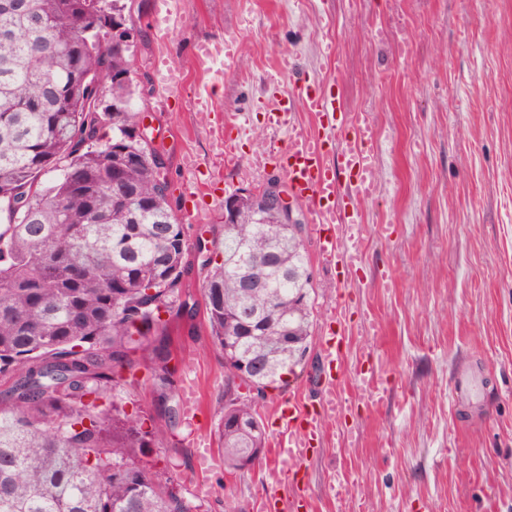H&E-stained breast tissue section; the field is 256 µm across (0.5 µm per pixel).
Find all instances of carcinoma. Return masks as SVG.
<instances>
[{"label":"carcinoma","instance_id":"1","mask_svg":"<svg viewBox=\"0 0 512 512\" xmlns=\"http://www.w3.org/2000/svg\"><path fill=\"white\" fill-rule=\"evenodd\" d=\"M118 20L141 33L124 0H0V512L203 507L151 464L184 417L168 329L195 311L181 301L188 248L169 170L146 142L128 151L141 86L113 40ZM92 86L112 101L102 119ZM261 219L213 228L201 292L227 379L253 361L270 387L304 365L314 288L298 232ZM244 277L262 287L246 293ZM249 310L264 331L239 334ZM141 368L153 415L121 377ZM253 413L224 407L216 434L231 471L266 447L238 428Z\"/></svg>","mask_w":512,"mask_h":512}]
</instances>
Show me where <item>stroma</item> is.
<instances>
[{
	"instance_id": "stroma-1",
	"label": "stroma",
	"mask_w": 512,
	"mask_h": 512,
	"mask_svg": "<svg viewBox=\"0 0 512 512\" xmlns=\"http://www.w3.org/2000/svg\"><path fill=\"white\" fill-rule=\"evenodd\" d=\"M153 2H131L145 40L134 67L156 74L168 51L175 87L131 107L164 132L187 239L220 223L226 198L283 178L287 135L247 110L274 89L335 84L341 106L378 130L376 193L356 201L372 228L358 268L328 265L313 205L299 204L313 339L303 371L260 404L275 432L329 369L349 413L324 422L298 483H270V450L245 471L201 470L198 442L218 446L224 360L200 312L171 329L176 377L194 380L199 413L155 469L173 471L211 512H284L296 499L301 512H512V0H186L169 34ZM221 40L237 49L213 84L194 50ZM206 83L212 105L200 112L190 98ZM244 113L229 163L219 136ZM365 316L380 335L365 333ZM331 329L342 338L332 365L322 356ZM370 366L383 390L375 404L356 378ZM463 378L475 395L459 392Z\"/></svg>"
}]
</instances>
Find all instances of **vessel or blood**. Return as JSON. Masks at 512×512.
Segmentation results:
<instances>
[{
  "mask_svg": "<svg viewBox=\"0 0 512 512\" xmlns=\"http://www.w3.org/2000/svg\"><path fill=\"white\" fill-rule=\"evenodd\" d=\"M156 11L167 28L181 26L183 0H156ZM230 54L226 45H199L195 66L200 72L222 78L220 63ZM301 105L327 129L324 140H314L308 131L296 125L295 112ZM263 110L269 128L288 134L282 165L290 190L298 198L312 201L315 222L326 228L320 239L322 254L346 267L359 265L367 226L353 199L371 197L375 191L374 124L365 113L344 111L333 86L327 84L317 88L296 85L291 93L270 97ZM346 409L335 382H328L317 408L306 411L292 407L282 415L276 435L278 447L287 449L293 460H304L322 419L338 416Z\"/></svg>",
  "mask_w": 512,
  "mask_h": 512,
  "instance_id": "vessel-or-blood-1",
  "label": "vessel or blood"
}]
</instances>
